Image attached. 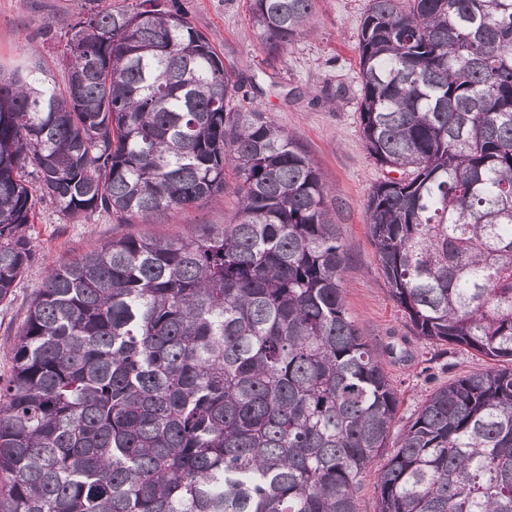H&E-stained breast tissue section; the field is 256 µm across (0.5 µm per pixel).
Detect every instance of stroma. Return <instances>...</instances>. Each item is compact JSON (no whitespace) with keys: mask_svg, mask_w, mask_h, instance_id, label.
<instances>
[{"mask_svg":"<svg viewBox=\"0 0 512 512\" xmlns=\"http://www.w3.org/2000/svg\"><path fill=\"white\" fill-rule=\"evenodd\" d=\"M368 0H315L301 38L276 59L267 58L251 25L249 0H186L188 17L203 32L243 87L232 104L257 107L295 134L334 191L336 232L346 253L345 301L349 314L379 354L399 394L397 417L407 422L436 387L484 371L488 359L446 345H429L402 317L378 267L365 224L371 187L387 174L370 157L359 128L356 39ZM88 0H0V72L36 67L63 86V52ZM342 82L346 93L324 104L321 89ZM235 199L202 202L152 224H120L96 213L61 219L42 204L28 230L35 257L11 297L0 303V379L12 373L16 336L50 268L129 235L192 239L234 220Z\"/></svg>","mask_w":512,"mask_h":512,"instance_id":"stroma-1","label":"stroma"}]
</instances>
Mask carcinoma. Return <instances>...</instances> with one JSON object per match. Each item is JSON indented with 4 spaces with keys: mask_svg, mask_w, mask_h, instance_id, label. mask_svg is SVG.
<instances>
[{
    "mask_svg": "<svg viewBox=\"0 0 512 512\" xmlns=\"http://www.w3.org/2000/svg\"><path fill=\"white\" fill-rule=\"evenodd\" d=\"M314 4L249 0L267 56ZM357 41L362 138L396 173L365 203L390 296L425 342L492 365L392 433L320 170L230 106L178 0H123L73 24L64 88L0 73V302L43 201L148 224L223 200L230 168L235 222L48 272L0 382V512H357L383 448L378 512H512V0H369Z\"/></svg>",
    "mask_w": 512,
    "mask_h": 512,
    "instance_id": "obj_1",
    "label": "carcinoma"
}]
</instances>
